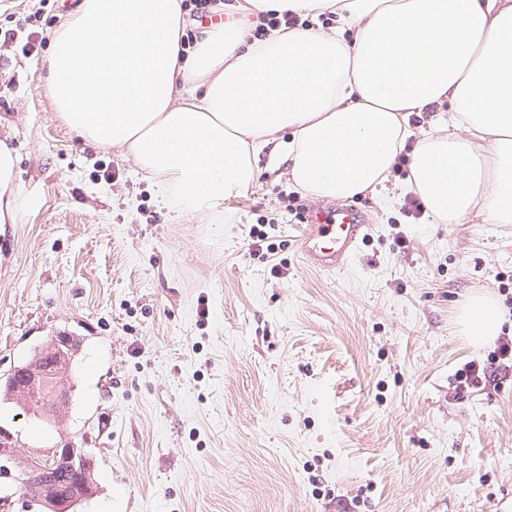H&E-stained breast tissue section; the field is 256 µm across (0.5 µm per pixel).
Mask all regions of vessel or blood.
I'll use <instances>...</instances> for the list:
<instances>
[{
    "label": "vessel or blood",
    "mask_w": 512,
    "mask_h": 512,
    "mask_svg": "<svg viewBox=\"0 0 512 512\" xmlns=\"http://www.w3.org/2000/svg\"><path fill=\"white\" fill-rule=\"evenodd\" d=\"M306 220L302 259L308 267L323 272L345 269L370 229L364 211L351 204L314 208Z\"/></svg>",
    "instance_id": "b4317fda"
}]
</instances>
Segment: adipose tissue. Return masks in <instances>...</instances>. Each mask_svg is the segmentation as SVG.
I'll return each mask as SVG.
<instances>
[{"instance_id":"obj_1","label":"adipose tissue","mask_w":512,"mask_h":512,"mask_svg":"<svg viewBox=\"0 0 512 512\" xmlns=\"http://www.w3.org/2000/svg\"><path fill=\"white\" fill-rule=\"evenodd\" d=\"M246 2L310 25L257 39L214 24L187 52L182 0H82L42 65L56 111L85 144L128 152L181 217L221 223L263 152L314 196L381 193L411 138L405 186L432 223L512 224V0ZM16 166L0 142V225L33 203ZM458 323L483 342L502 314L474 297Z\"/></svg>"}]
</instances>
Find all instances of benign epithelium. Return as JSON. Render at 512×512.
<instances>
[{
    "instance_id": "7a95c632",
    "label": "benign epithelium",
    "mask_w": 512,
    "mask_h": 512,
    "mask_svg": "<svg viewBox=\"0 0 512 512\" xmlns=\"http://www.w3.org/2000/svg\"><path fill=\"white\" fill-rule=\"evenodd\" d=\"M72 345L69 336L57 334L46 345L43 355L56 356L59 358V366H69L75 357ZM23 367L28 369V376L19 391L32 403V413L53 425L56 424L70 397V391L54 384L55 369L39 368L28 362ZM89 458L90 453L84 448H45L38 452L30 451L19 447L18 441L10 432H0V478H10L17 482L22 475L40 476L51 461L79 473ZM34 491L38 499L48 504L50 512H75V508L85 500V497L77 495L62 503L52 498L53 489L47 482L35 485Z\"/></svg>"
}]
</instances>
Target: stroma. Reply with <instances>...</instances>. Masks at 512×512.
I'll return each instance as SVG.
<instances>
[{
    "mask_svg": "<svg viewBox=\"0 0 512 512\" xmlns=\"http://www.w3.org/2000/svg\"><path fill=\"white\" fill-rule=\"evenodd\" d=\"M78 4L0 0V140L37 200L0 226V377L55 332L77 340L62 422L4 401L0 428L93 450L78 512H512V374L461 387L494 344L457 324L470 295L512 291V224L410 223L392 175L386 198L352 196L372 231L328 274L301 262L290 205L316 198L285 168L223 223L174 217L39 78Z\"/></svg>",
    "mask_w": 512,
    "mask_h": 512,
    "instance_id": "1",
    "label": "stroma"
}]
</instances>
